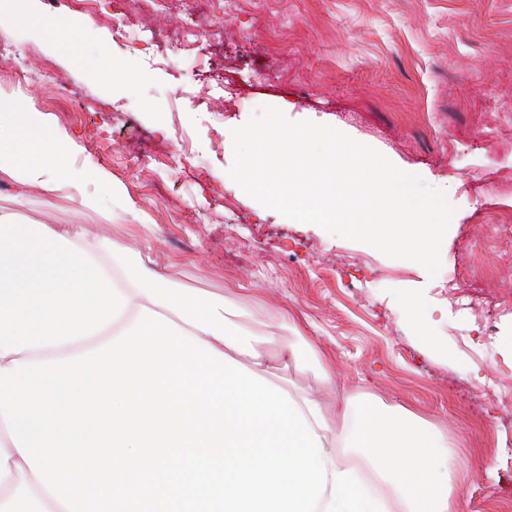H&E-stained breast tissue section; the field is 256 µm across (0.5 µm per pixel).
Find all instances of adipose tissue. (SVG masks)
Segmentation results:
<instances>
[{
    "label": "adipose tissue",
    "mask_w": 512,
    "mask_h": 512,
    "mask_svg": "<svg viewBox=\"0 0 512 512\" xmlns=\"http://www.w3.org/2000/svg\"><path fill=\"white\" fill-rule=\"evenodd\" d=\"M76 144L39 112L0 113V177L103 216L144 214L103 167L72 165ZM148 307L228 358L274 374L266 342L218 298L191 294L153 270L139 247L78 227L21 224L0 211V367L73 356L106 343ZM324 446L325 494L317 512H454L448 456L438 431L364 394H346L335 429L322 397L290 389ZM0 512H67L0 434Z\"/></svg>",
    "instance_id": "obj_1"
}]
</instances>
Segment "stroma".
Segmentation results:
<instances>
[{
    "mask_svg": "<svg viewBox=\"0 0 512 512\" xmlns=\"http://www.w3.org/2000/svg\"><path fill=\"white\" fill-rule=\"evenodd\" d=\"M38 17L60 11L76 31L54 43L37 21L6 35L0 113L39 112L65 128L79 167L101 166L142 208L146 225L101 215L34 189L16 196L0 177V210L25 224L86 227L125 245L150 240L158 270L179 288L223 299L264 336L273 365L293 347L301 367L282 378L310 392L322 369L338 387L371 394L448 439L459 512H512V412L489 402L512 371V311L492 346L451 310L445 271L486 224L512 225V0H164L142 16L158 45L131 52L112 39V17L52 0H25ZM195 13L224 27L174 51L172 23ZM51 65L60 83L11 86L13 68ZM288 100L294 121L327 124L426 172L455 213L429 277L419 264L298 228L226 173L231 131ZM189 143L197 173L174 149ZM482 295L507 299L512 241L495 255ZM429 342H422V335Z\"/></svg>",
    "mask_w": 512,
    "mask_h": 512,
    "instance_id": "stroma-1",
    "label": "stroma"
}]
</instances>
